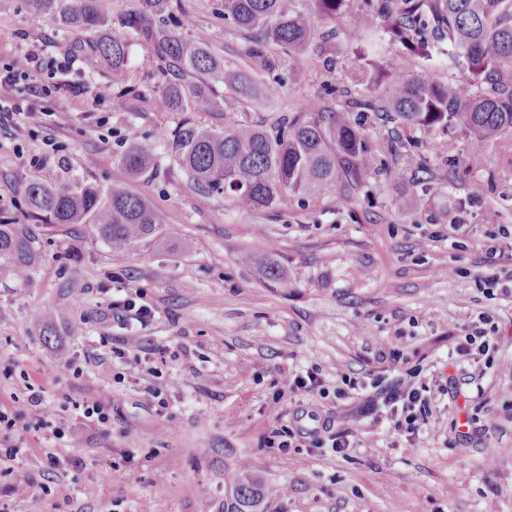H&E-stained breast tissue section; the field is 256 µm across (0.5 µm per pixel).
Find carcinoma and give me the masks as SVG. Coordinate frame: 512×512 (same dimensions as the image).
Wrapping results in <instances>:
<instances>
[{
	"mask_svg": "<svg viewBox=\"0 0 512 512\" xmlns=\"http://www.w3.org/2000/svg\"><path fill=\"white\" fill-rule=\"evenodd\" d=\"M68 31L95 35L93 48L111 65L118 98L135 93L125 86L127 44L106 31L112 0H31ZM121 24L150 46L165 85L153 100L159 112L224 113V104L255 99L263 77L283 57L310 56L318 21L343 17L346 0H224V22L245 35V67L224 63L207 44L187 38L193 17L172 0H131ZM352 53L375 74L384 44L398 45L430 60L445 53L462 74L446 82L414 77L396 82L379 96L356 98L336 108L315 103L280 115L273 127L227 124L200 128L190 123L165 137L168 154L191 184L207 194H224L247 211L286 210L293 197L339 183L350 190L366 183L376 157L360 123L358 108L394 115L405 125L448 131L461 126L474 136L512 134V0H376L373 10L352 17ZM148 150L132 145L122 163L133 178L154 164ZM24 199L31 216L50 224H92L109 252L125 255L136 240L155 233L166 214L124 189L99 190L80 182L49 183L29 173ZM37 258L31 235L0 216V259L17 278L32 282ZM228 512H260L271 488L242 474Z\"/></svg>",
	"mask_w": 512,
	"mask_h": 512,
	"instance_id": "cac0c4a2",
	"label": "carcinoma"
}]
</instances>
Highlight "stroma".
<instances>
[{
	"instance_id": "obj_1",
	"label": "stroma",
	"mask_w": 512,
	"mask_h": 512,
	"mask_svg": "<svg viewBox=\"0 0 512 512\" xmlns=\"http://www.w3.org/2000/svg\"><path fill=\"white\" fill-rule=\"evenodd\" d=\"M220 3L179 6L196 20L190 38L244 63L248 43ZM130 5L113 0L108 30L128 45L126 82L140 96L116 110L100 56L30 0H0V65L36 54V83L56 85L0 129V214L32 224L39 254L33 288L0 260V411L13 422L0 428V452L16 454L0 472V512H226L241 472L285 487L264 512H512V288L491 297L481 286L489 269L512 265V136L406 128L370 112L360 124L380 168L362 188L336 185L285 211L241 210L196 191L162 135L185 122L269 127L331 88L367 95L348 16L371 0H347L335 43L287 61L260 97L222 116L154 110L162 77L151 49L119 24ZM460 73L394 46L378 80ZM133 143L157 156L136 178L121 162ZM457 155L471 164L449 171ZM34 160L50 182L139 194L167 222L115 259L92 225L32 220L22 189ZM502 229L489 255L487 238ZM259 255L278 278L261 273ZM127 296L150 310L146 322L113 308ZM41 309L56 314L50 329L33 321ZM483 313L497 327L490 364L455 361L456 338ZM306 371L325 394L290 391L289 376ZM452 375L461 396L445 392ZM348 378L429 387L434 407L415 442L368 394L338 397ZM89 401L105 422L85 418ZM328 417L350 430L346 453L299 437L276 448L278 433Z\"/></svg>"
}]
</instances>
